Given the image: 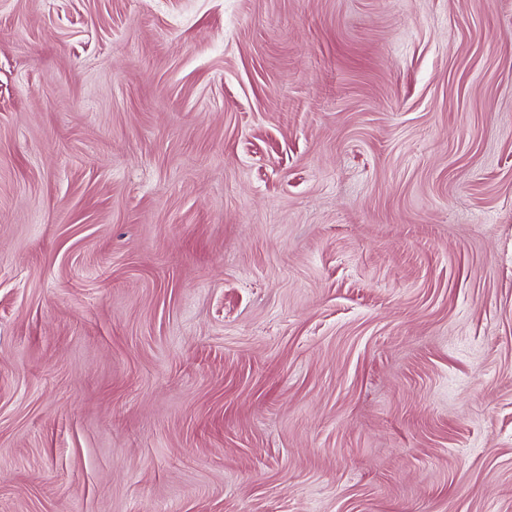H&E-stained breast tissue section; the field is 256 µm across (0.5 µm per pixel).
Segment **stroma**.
<instances>
[{
	"label": "stroma",
	"instance_id": "1",
	"mask_svg": "<svg viewBox=\"0 0 512 512\" xmlns=\"http://www.w3.org/2000/svg\"><path fill=\"white\" fill-rule=\"evenodd\" d=\"M0 512H512V0H0Z\"/></svg>",
	"mask_w": 512,
	"mask_h": 512
}]
</instances>
